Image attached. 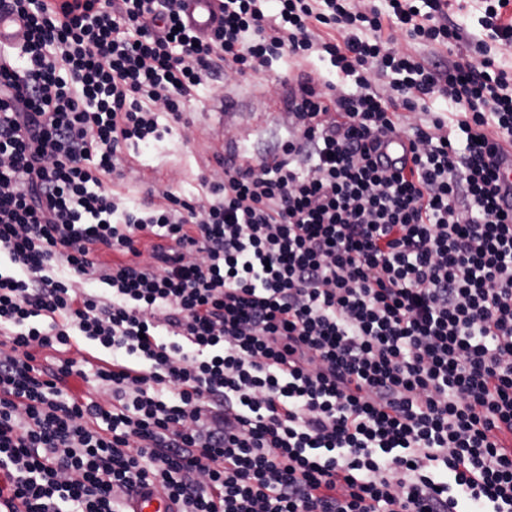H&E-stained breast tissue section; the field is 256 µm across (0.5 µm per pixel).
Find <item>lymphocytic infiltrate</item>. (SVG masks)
Listing matches in <instances>:
<instances>
[{"label":"lymphocytic infiltrate","instance_id":"lymphocytic-infiltrate-1","mask_svg":"<svg viewBox=\"0 0 512 512\" xmlns=\"http://www.w3.org/2000/svg\"><path fill=\"white\" fill-rule=\"evenodd\" d=\"M272 2L202 37L181 0H0V512H512V70L452 53L450 0ZM316 52L355 89L302 77L276 154L114 193L205 81ZM131 512H176V507L164 497L144 494L129 503Z\"/></svg>","mask_w":512,"mask_h":512}]
</instances>
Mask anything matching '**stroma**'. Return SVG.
<instances>
[{"label":"stroma","instance_id":"1","mask_svg":"<svg viewBox=\"0 0 512 512\" xmlns=\"http://www.w3.org/2000/svg\"><path fill=\"white\" fill-rule=\"evenodd\" d=\"M299 76L284 55L273 58L257 77L229 76L204 84L187 102L183 123L160 116L161 141L125 149V178L115 192L131 209L143 208L163 191L197 197L200 173L214 153L273 155L289 132L283 83Z\"/></svg>","mask_w":512,"mask_h":512}]
</instances>
